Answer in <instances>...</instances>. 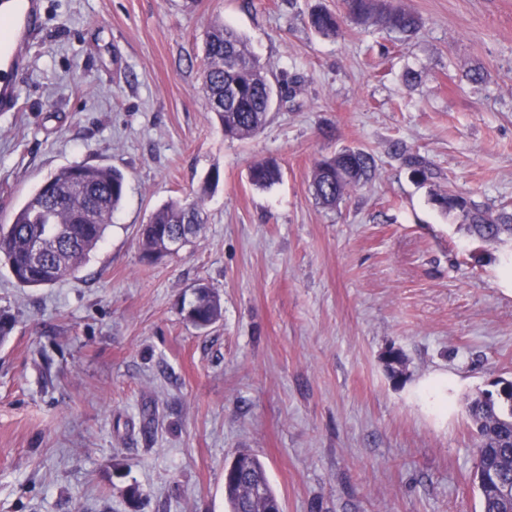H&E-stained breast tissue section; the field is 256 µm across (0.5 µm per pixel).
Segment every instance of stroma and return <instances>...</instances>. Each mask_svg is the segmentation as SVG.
Returning a JSON list of instances; mask_svg holds the SVG:
<instances>
[{
    "label": "stroma",
    "instance_id": "obj_1",
    "mask_svg": "<svg viewBox=\"0 0 512 512\" xmlns=\"http://www.w3.org/2000/svg\"><path fill=\"white\" fill-rule=\"evenodd\" d=\"M403 4L411 35L343 0H43L0 114V224L76 163L126 191L73 276L24 288L0 262V512H225L243 449L282 512H481L465 406L512 380V242L474 241L440 200L512 211V0ZM216 17L294 90L246 139L201 89ZM346 148L373 177L324 208L314 163ZM262 158L282 173L264 189ZM214 171L199 237L143 261L151 214ZM199 283L223 305L205 330L184 318ZM311 26L324 36H336L339 30V21L336 14L327 10H315L310 15ZM250 182L259 188H267L281 179V169L274 159L261 160L249 169Z\"/></svg>",
    "mask_w": 512,
    "mask_h": 512
}]
</instances>
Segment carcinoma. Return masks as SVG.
I'll use <instances>...</instances> for the list:
<instances>
[{"instance_id":"carcinoma-1","label":"carcinoma","mask_w":512,"mask_h":512,"mask_svg":"<svg viewBox=\"0 0 512 512\" xmlns=\"http://www.w3.org/2000/svg\"><path fill=\"white\" fill-rule=\"evenodd\" d=\"M347 15L366 23L379 17L386 25L404 33L418 27L416 17L402 0H344ZM311 26L324 36L339 30L338 17L327 10L310 15ZM201 78L210 111L214 112L224 134L246 138L266 121L272 106V87L263 66L246 48L243 37L224 20L215 19L204 48ZM373 159L359 150H345L323 156L315 162L311 186L315 199L333 207L346 190L365 184L371 177ZM250 182L267 188L281 179L274 159L261 160L249 169ZM218 182L211 173L190 201L172 200L157 209L141 232L143 257L158 261L167 256L166 240L176 234L197 237L204 224L203 201ZM124 195V176L112 167L78 164L51 174L19 207L13 222L0 225V254L4 255L17 283L22 287L52 285L78 271L104 237L112 215ZM448 210H460L469 220L468 230L479 242L512 238V214L496 217L471 205L465 198L448 194L441 199ZM42 242V258L34 262L31 245ZM222 317L218 294L199 283L195 299L185 319L204 330ZM507 391L485 392L470 401L465 412L479 435L476 448L475 479L482 498V512H509L512 500L500 495L485 473L512 482V381L504 382ZM232 467L237 475L224 482L229 512H268L279 499L272 488L263 463L246 451L238 452Z\"/></svg>"}]
</instances>
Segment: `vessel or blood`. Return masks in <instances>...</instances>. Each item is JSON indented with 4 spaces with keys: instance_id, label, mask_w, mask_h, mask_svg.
Here are the masks:
<instances>
[{
    "instance_id": "vessel-or-blood-1",
    "label": "vessel or blood",
    "mask_w": 512,
    "mask_h": 512,
    "mask_svg": "<svg viewBox=\"0 0 512 512\" xmlns=\"http://www.w3.org/2000/svg\"><path fill=\"white\" fill-rule=\"evenodd\" d=\"M42 26L41 0H0V112L18 109L26 49Z\"/></svg>"
}]
</instances>
